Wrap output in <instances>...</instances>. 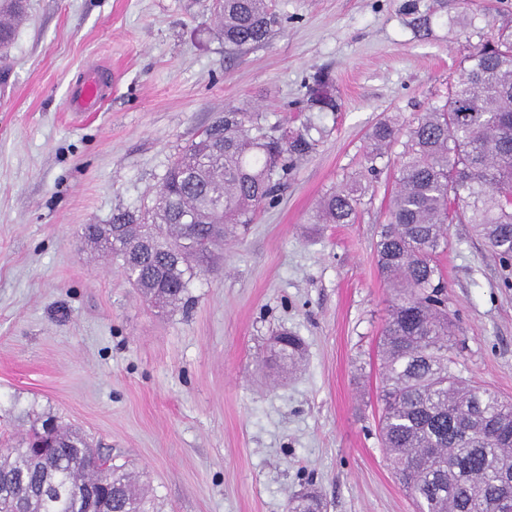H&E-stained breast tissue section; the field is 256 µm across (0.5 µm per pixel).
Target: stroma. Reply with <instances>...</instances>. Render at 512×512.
<instances>
[{
    "label": "stroma",
    "instance_id": "obj_1",
    "mask_svg": "<svg viewBox=\"0 0 512 512\" xmlns=\"http://www.w3.org/2000/svg\"><path fill=\"white\" fill-rule=\"evenodd\" d=\"M272 3L268 38L233 49L210 0H23L0 48V448L57 420L138 475L156 512H288L308 489L325 512H415L378 428L392 290L374 244L394 159L353 223L310 216L378 122L443 103L473 48L512 29V0ZM96 68L109 98L70 111ZM322 74L325 112L309 101ZM232 108L316 146L188 303L157 310L80 229L152 204L173 157ZM440 264L459 369L512 400V268L467 224ZM283 331L304 345L291 373L269 352Z\"/></svg>",
    "mask_w": 512,
    "mask_h": 512
}]
</instances>
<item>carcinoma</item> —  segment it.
Returning <instances> with one entry per match:
<instances>
[{"instance_id":"carcinoma-1","label":"carcinoma","mask_w":512,"mask_h":512,"mask_svg":"<svg viewBox=\"0 0 512 512\" xmlns=\"http://www.w3.org/2000/svg\"><path fill=\"white\" fill-rule=\"evenodd\" d=\"M0 7V45L18 25L22 0ZM224 43L259 44L277 15L272 0H214ZM319 77V110L335 105ZM402 143L388 221L376 242L378 269L394 297L380 337L382 446L420 512H512V400L463 377L448 338L446 283L438 262L448 225L471 224L504 266L512 264V31L474 47L444 104L403 128L376 126L363 170L318 203L316 224H350L377 161ZM315 146L310 135L283 145L254 112L228 110L171 162L154 204L85 224L121 262L127 282L159 307L178 305L192 279L209 271L213 250L274 202L293 161ZM223 203L219 210L216 204ZM283 366L303 356L301 340L276 336ZM44 451L36 433L0 461V512H149L130 475L106 464L87 439L60 424ZM315 491L288 512H323Z\"/></svg>"}]
</instances>
